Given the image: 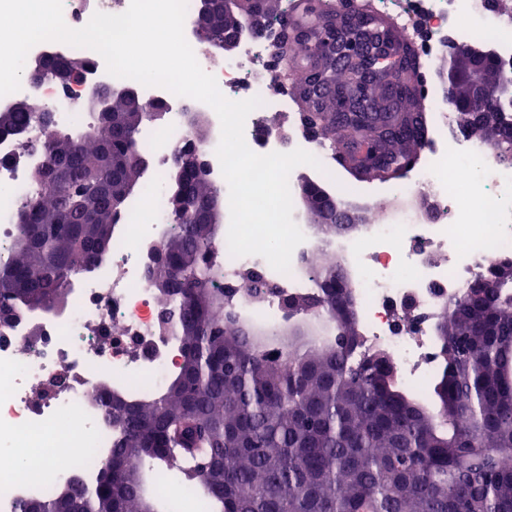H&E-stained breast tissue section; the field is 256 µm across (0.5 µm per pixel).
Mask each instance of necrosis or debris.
<instances>
[{
	"instance_id": "necrosis-or-debris-1",
	"label": "necrosis or debris",
	"mask_w": 512,
	"mask_h": 512,
	"mask_svg": "<svg viewBox=\"0 0 512 512\" xmlns=\"http://www.w3.org/2000/svg\"><path fill=\"white\" fill-rule=\"evenodd\" d=\"M62 2L64 20L73 29L85 26L95 12L120 14L130 4ZM374 9L396 14L398 25L407 27L415 14L423 15L429 28L421 62L434 60L450 37L461 46H490L504 73L512 76V41L496 37L512 27V15L501 12L496 0H375ZM184 35L226 98L262 99L245 122V141L253 152L302 149L332 173L336 155L329 144L317 143L301 127L277 131L267 123L271 113L293 114L294 105L273 83L268 65L272 46L266 36L244 33L239 53L218 61L198 44L192 24H185ZM61 50L89 62L90 86L68 92L51 82L20 88L21 94L36 96L51 109L57 131L86 120L82 106L91 85L126 84L108 74L95 51L67 44ZM139 93L161 105L164 119L141 131L140 145L152 164L142 190L126 202L111 253L93 275L72 280L62 311L28 315L0 337V512H14L20 496H48L55 484L96 480L112 446V430L94 397L101 379L147 394L179 364L177 322L161 321L162 304L148 266L170 222L164 178L173 151L188 138L183 117L198 102L161 87L143 86ZM425 95V153L391 192L428 198L430 213L401 211L388 223L370 222L362 237L336 245L353 281L363 348L384 349L402 383L421 394L440 368L435 325L443 304L460 299L493 262L512 259V166L502 163L489 143L458 131L456 115L439 88H426ZM15 152L14 137L0 135V263L11 258L18 206L37 189L29 172L44 162L40 154L16 161ZM301 230L306 239L295 248L286 273L273 270L261 256L234 258L227 245L218 248L224 287L237 293L235 312L250 316L258 327L287 324V299L318 292L308 265L316 243L309 225ZM247 268L272 284L262 301L236 290L239 274Z\"/></svg>"
}]
</instances>
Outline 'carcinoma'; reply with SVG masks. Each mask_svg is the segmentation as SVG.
<instances>
[{
    "instance_id": "obj_1",
    "label": "carcinoma",
    "mask_w": 512,
    "mask_h": 512,
    "mask_svg": "<svg viewBox=\"0 0 512 512\" xmlns=\"http://www.w3.org/2000/svg\"><path fill=\"white\" fill-rule=\"evenodd\" d=\"M281 0H246L268 20ZM335 6L304 0L301 27L287 56L299 72L303 126L365 170L405 171L425 134L426 113L393 110L371 83L369 61L336 40L326 16L355 15L375 32L373 60L394 71L392 92L405 105L416 98L414 46L398 40L382 17L356 0ZM209 42L224 37V0H210L203 20ZM458 126L490 142L512 164V118L490 97L471 112L457 98ZM48 110L32 103L0 111V133L50 129ZM161 108L113 106L45 142L39 193L24 203L13 260L0 265L10 287L0 289V336L19 316L61 310L74 276L112 250L115 225L142 177L139 133ZM167 198L173 231L161 246L163 264L150 268L161 302L180 301V364L165 389L148 397L101 383L112 450L99 478L71 480L46 498L22 497L16 512H157L144 492L143 472L183 474L201 488L207 512H512V261H498L462 299L441 311L436 331L441 367L434 406L401 386L381 349L357 361L360 342L351 284L336 257H316L311 271L320 293L288 301L296 314L316 305L337 329L333 341L307 346L300 323L279 330L280 359L264 353L265 336L246 319L224 314V273L214 264L224 222V189L175 162ZM310 218L332 211L328 191L308 185ZM82 254L86 263L73 264ZM241 290L259 297L266 283L244 275Z\"/></svg>"
}]
</instances>
